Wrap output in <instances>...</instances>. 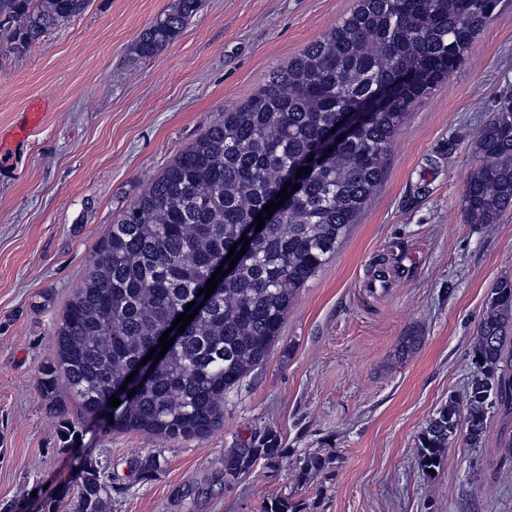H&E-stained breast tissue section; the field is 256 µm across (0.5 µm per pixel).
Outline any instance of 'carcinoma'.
Returning <instances> with one entry per match:
<instances>
[{"label":"carcinoma","mask_w":512,"mask_h":512,"mask_svg":"<svg viewBox=\"0 0 512 512\" xmlns=\"http://www.w3.org/2000/svg\"><path fill=\"white\" fill-rule=\"evenodd\" d=\"M498 0H357L321 39L274 71L238 107L224 112L122 211L102 240L81 288L55 328L56 351L40 385L65 414L59 386L87 414L114 394V431H147L163 440L199 438L224 419V394L267 357L301 288L336 253L374 193L406 112L463 62ZM90 0H0V28L26 48L84 13ZM203 0H174L137 38L141 58L173 42ZM395 89L337 145L329 135L345 113ZM478 164L461 207L470 224H495L512 210V95L501 98L477 132ZM303 166L309 173L297 177ZM301 187L281 219L249 242L220 290L198 310L136 393L120 391L145 352L222 263L244 226L289 179ZM512 276L493 285L471 344L476 373L464 396H451L419 435L426 476L463 433L478 448L495 409L512 410ZM288 458L277 433L254 434L224 457V482L259 463ZM329 459L308 454L296 480L310 481ZM112 482L99 462L80 463L73 512H104ZM264 512H300L276 497Z\"/></svg>","instance_id":"carcinoma-1"}]
</instances>
